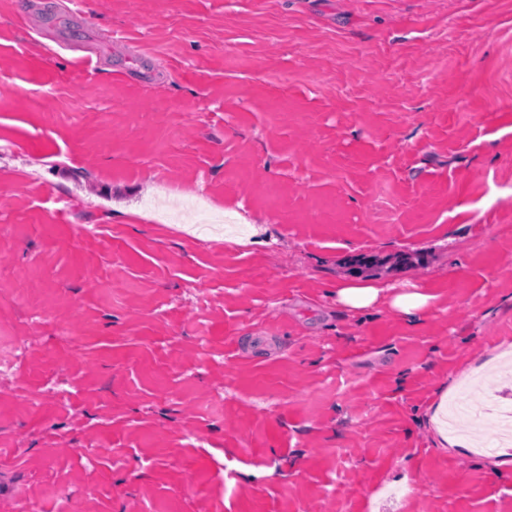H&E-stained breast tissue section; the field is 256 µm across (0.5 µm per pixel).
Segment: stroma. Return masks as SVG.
<instances>
[{"mask_svg":"<svg viewBox=\"0 0 512 512\" xmlns=\"http://www.w3.org/2000/svg\"><path fill=\"white\" fill-rule=\"evenodd\" d=\"M82 8L0 0V512H512V0ZM382 289L372 282H341L336 285V297L338 303L346 308L364 309L377 302ZM432 299V295L423 293L419 291V288L413 287L411 291L395 295L391 304L404 316L414 319L417 313L427 308Z\"/></svg>","mask_w":512,"mask_h":512,"instance_id":"1","label":"stroma"}]
</instances>
